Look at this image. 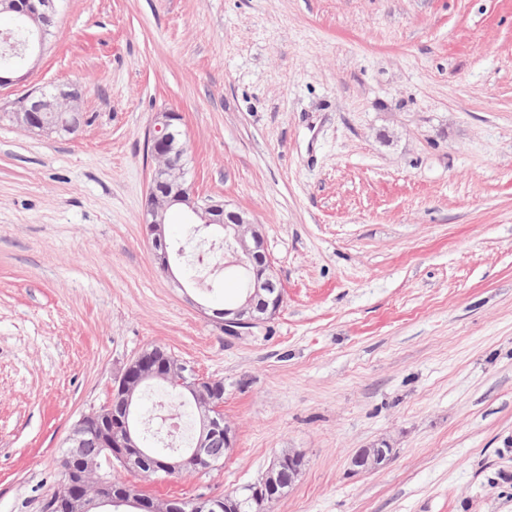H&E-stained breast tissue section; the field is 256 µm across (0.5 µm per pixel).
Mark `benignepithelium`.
<instances>
[{
    "mask_svg": "<svg viewBox=\"0 0 512 512\" xmlns=\"http://www.w3.org/2000/svg\"><path fill=\"white\" fill-rule=\"evenodd\" d=\"M5 7L36 24L38 50L30 53L40 59L50 33L48 25L57 12V0H0ZM81 96L71 84L52 90L37 89L22 98L9 113L11 121L28 130L52 134L71 133L80 124ZM181 115L161 112L148 143L158 158L144 205L143 224L151 238L155 259L164 271H171V251L165 239V220L170 208L179 205L203 221L224 225V248L228 264L244 270L247 278L245 300L220 313L224 330L239 328L273 318L281 309L284 295L271 259L264 251L263 236L245 214L227 208L224 202L197 194L185 178L182 161ZM153 383L178 389L190 400L197 413V435L193 448L157 461V469L168 475L203 473L218 466L221 455L215 448L234 447L236 431L224 420V382L198 375L186 364L172 358L166 348L156 345L142 350L124 367L112 386L102 410L83 415L73 426L67 440L64 479L53 495L60 512H94L121 504L144 512H240L243 500L253 502L256 512H267L302 474L306 460L302 452L290 450L276 455L266 471L242 493L222 497L198 496L189 499L148 500L135 484L115 485L112 479L98 475L104 459L115 461L127 470L142 472L147 454L142 446L134 415L138 394ZM100 449L86 455L88 445ZM393 449L382 441L359 449L350 460L354 473L385 467Z\"/></svg>",
    "mask_w": 512,
    "mask_h": 512,
    "instance_id": "obj_1",
    "label": "benign epithelium"
}]
</instances>
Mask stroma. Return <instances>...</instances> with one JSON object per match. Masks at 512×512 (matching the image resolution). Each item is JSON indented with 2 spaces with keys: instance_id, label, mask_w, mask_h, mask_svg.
<instances>
[{
  "instance_id": "35a3bbf8",
  "label": "stroma",
  "mask_w": 512,
  "mask_h": 512,
  "mask_svg": "<svg viewBox=\"0 0 512 512\" xmlns=\"http://www.w3.org/2000/svg\"><path fill=\"white\" fill-rule=\"evenodd\" d=\"M0 110L79 82L84 120L0 117V512H43L66 438L165 346L224 381L222 495L307 465L270 512H512V0H59ZM187 180L259 224L277 316L224 331L242 271L189 238L163 272L142 222L158 113ZM388 441L384 467L352 455Z\"/></svg>"
}]
</instances>
